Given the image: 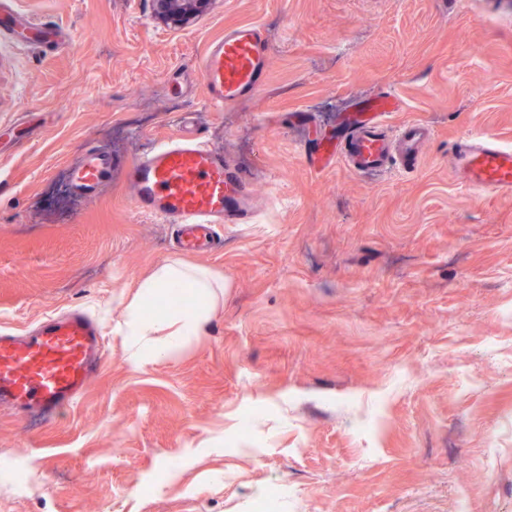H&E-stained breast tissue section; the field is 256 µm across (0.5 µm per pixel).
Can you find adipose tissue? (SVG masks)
I'll return each mask as SVG.
<instances>
[{"instance_id": "adipose-tissue-1", "label": "adipose tissue", "mask_w": 512, "mask_h": 512, "mask_svg": "<svg viewBox=\"0 0 512 512\" xmlns=\"http://www.w3.org/2000/svg\"><path fill=\"white\" fill-rule=\"evenodd\" d=\"M218 281L202 267L170 261L139 286L125 309L124 336L130 362L139 368L171 357L189 340L201 336L217 300ZM172 301V308L145 318L144 306L154 300Z\"/></svg>"}]
</instances>
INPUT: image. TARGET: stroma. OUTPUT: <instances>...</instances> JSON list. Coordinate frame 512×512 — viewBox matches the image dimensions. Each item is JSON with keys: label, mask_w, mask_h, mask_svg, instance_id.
I'll return each instance as SVG.
<instances>
[{"label": "stroma", "mask_w": 512, "mask_h": 512, "mask_svg": "<svg viewBox=\"0 0 512 512\" xmlns=\"http://www.w3.org/2000/svg\"><path fill=\"white\" fill-rule=\"evenodd\" d=\"M64 40L0 31V330L80 309L105 360L51 424L0 405V512H512V196L472 201L450 151L512 146V0H213L184 31L152 0H9ZM260 27L268 79L215 108L200 62ZM432 127L415 168L324 163L356 102ZM192 115L249 181L250 224L183 255L123 174ZM224 292L179 356L134 368L138 283L179 258Z\"/></svg>", "instance_id": "obj_1"}]
</instances>
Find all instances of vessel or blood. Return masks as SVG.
I'll return each mask as SVG.
<instances>
[{"mask_svg":"<svg viewBox=\"0 0 512 512\" xmlns=\"http://www.w3.org/2000/svg\"><path fill=\"white\" fill-rule=\"evenodd\" d=\"M212 105L220 107L257 92L268 77L266 48L255 25H238L210 44L200 67ZM398 100L386 95L359 103L347 138L336 144V157L350 169L414 168L431 129L418 121L395 133L385 130L387 113ZM177 136L129 164L89 153L77 171L76 186L94 197L103 177L125 168L137 211L182 225L183 249H205L214 224H247L254 217L253 198L244 177L211 150L189 118L178 124ZM451 166L474 198L512 194V147L470 134L456 141ZM103 358V330L82 310L46 318L36 335L0 333V402L53 417L82 393Z\"/></svg>","mask_w":512,"mask_h":512,"instance_id":"vessel-or-blood-1","label":"vessel or blood"}]
</instances>
